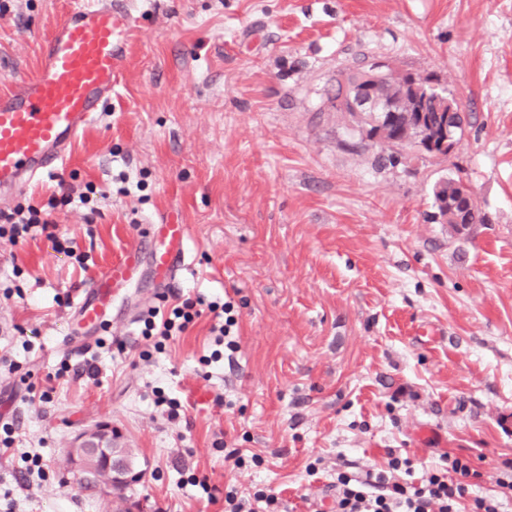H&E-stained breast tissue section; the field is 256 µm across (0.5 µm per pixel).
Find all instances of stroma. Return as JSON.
<instances>
[{
    "instance_id": "35a3bbf8",
    "label": "stroma",
    "mask_w": 512,
    "mask_h": 512,
    "mask_svg": "<svg viewBox=\"0 0 512 512\" xmlns=\"http://www.w3.org/2000/svg\"><path fill=\"white\" fill-rule=\"evenodd\" d=\"M0 93L37 70L73 0H0ZM127 30L112 94L30 206L62 250L0 237V512H114L68 466L73 437L109 422L144 465L127 512H218L193 479L287 512H324L338 474L420 484L445 455L502 501L512 460V0H112ZM382 61L440 78L470 113L448 156L377 168L325 96L340 69ZM469 184L487 221H430L432 188ZM69 193L71 202L50 206ZM190 227L171 283L143 255L93 328L77 316L143 228ZM86 255L78 263L77 255ZM231 301L234 355L210 312L163 343L165 296ZM98 372L89 376L87 364ZM208 394L192 406L191 389ZM49 392L41 401L40 392ZM181 403L168 417L167 400ZM240 449L243 465L228 453ZM40 455L44 474L25 469Z\"/></svg>"
}]
</instances>
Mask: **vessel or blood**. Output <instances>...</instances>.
I'll list each match as a JSON object with an SVG mask.
<instances>
[{"label":"vessel or blood","mask_w":512,"mask_h":512,"mask_svg":"<svg viewBox=\"0 0 512 512\" xmlns=\"http://www.w3.org/2000/svg\"><path fill=\"white\" fill-rule=\"evenodd\" d=\"M117 56L110 0H77L41 45L36 74L0 94V191L24 193L56 169L111 92ZM146 236L158 275L175 279L185 267L187 225L152 224ZM139 258L135 248L113 261L79 306L83 322H106L110 288L133 284Z\"/></svg>","instance_id":"obj_1"}]
</instances>
